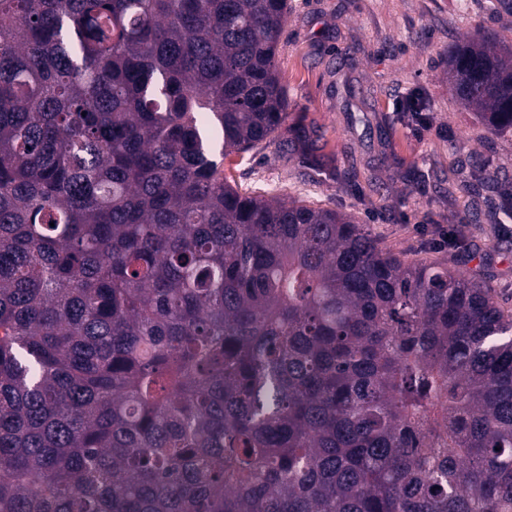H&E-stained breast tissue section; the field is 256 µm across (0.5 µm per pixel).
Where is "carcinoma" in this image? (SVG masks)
Returning a JSON list of instances; mask_svg holds the SVG:
<instances>
[{
  "label": "carcinoma",
  "mask_w": 512,
  "mask_h": 512,
  "mask_svg": "<svg viewBox=\"0 0 512 512\" xmlns=\"http://www.w3.org/2000/svg\"><path fill=\"white\" fill-rule=\"evenodd\" d=\"M288 0H0V512H512V314L243 193ZM512 142V48L448 49Z\"/></svg>",
  "instance_id": "cac0c4a2"
}]
</instances>
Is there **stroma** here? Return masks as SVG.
Instances as JSON below:
<instances>
[{"label":"stroma","instance_id":"1","mask_svg":"<svg viewBox=\"0 0 512 512\" xmlns=\"http://www.w3.org/2000/svg\"><path fill=\"white\" fill-rule=\"evenodd\" d=\"M496 0H288L276 56L286 126L318 129L325 171L299 152L261 144L224 160L241 191L355 213L379 246L406 261H444L480 277L512 312V217L472 163L512 179V145L479 142L448 91V47L484 31L512 45ZM420 95L412 122L400 105ZM465 217L462 248L438 241Z\"/></svg>","mask_w":512,"mask_h":512}]
</instances>
